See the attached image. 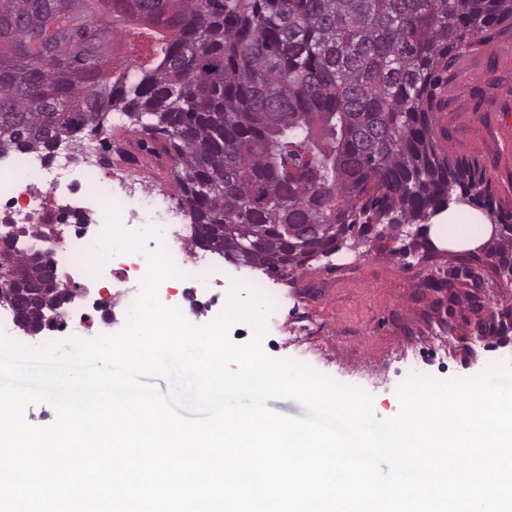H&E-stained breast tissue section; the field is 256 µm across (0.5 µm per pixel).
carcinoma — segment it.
I'll return each mask as SVG.
<instances>
[{"label": "carcinoma", "mask_w": 512, "mask_h": 512, "mask_svg": "<svg viewBox=\"0 0 512 512\" xmlns=\"http://www.w3.org/2000/svg\"><path fill=\"white\" fill-rule=\"evenodd\" d=\"M511 20L512 0H0V155L49 154L119 112L168 137L194 243L233 264L301 271L368 235L371 208L428 250L452 200L499 225L502 259L512 212L433 125L449 63ZM122 22L132 46L153 36L152 64L112 69ZM11 280L23 330L71 295L9 244Z\"/></svg>", "instance_id": "obj_1"}]
</instances>
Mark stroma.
Returning <instances> with one entry per match:
<instances>
[{"mask_svg": "<svg viewBox=\"0 0 512 512\" xmlns=\"http://www.w3.org/2000/svg\"><path fill=\"white\" fill-rule=\"evenodd\" d=\"M487 45L457 57L442 89V109L434 114L437 140L449 158L478 164L495 203L512 211V28L501 25L487 31ZM112 151L126 155L133 145L142 148L134 162L145 173L144 188L172 197L180 191L174 160L164 152V135L142 131L126 119L110 133ZM469 256L444 250L425 253L408 237L385 233L384 225L372 234L350 236L331 256H319L307 269L287 277H266L264 271L245 267L248 278H268L273 287L301 297L322 335L310 338L309 348L288 343L287 332L264 335L262 348L278 360L301 363L319 373H341L352 380L366 370L380 371L390 390L381 392L377 417L388 419L400 410L394 385L421 370L446 381L471 378L505 353L499 339L512 337V275H487L479 311L450 310V300H462L463 286L453 291L427 288L428 280L446 281L448 269L469 263ZM499 323L487 330L489 346L472 354L465 337L477 321Z\"/></svg>", "mask_w": 512, "mask_h": 512, "instance_id": "stroma-1", "label": "stroma"}]
</instances>
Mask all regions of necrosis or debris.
Instances as JSON below:
<instances>
[{
    "label": "necrosis or debris",
    "instance_id": "obj_1",
    "mask_svg": "<svg viewBox=\"0 0 512 512\" xmlns=\"http://www.w3.org/2000/svg\"><path fill=\"white\" fill-rule=\"evenodd\" d=\"M84 165L70 167V149L55 151L52 162L38 152L23 153L13 166L0 168V236L13 233L21 224H51L55 232L48 238L26 237V247L40 252L57 279L75 288L96 282L122 287L125 305H132L147 270L141 254L112 257L99 275H92L83 263L84 254L94 246L105 220L103 200L114 196V177H131L135 171L123 159H109L102 144L80 145ZM122 218L127 227L158 228L174 264L187 275L193 288L209 292L229 288L219 279L206 249L190 251L183 245L181 225L172 223L173 210L164 193H144L136 204L122 202Z\"/></svg>",
    "mask_w": 512,
    "mask_h": 512
}]
</instances>
